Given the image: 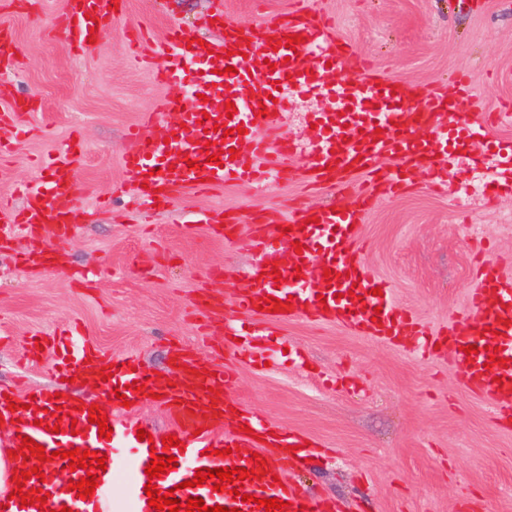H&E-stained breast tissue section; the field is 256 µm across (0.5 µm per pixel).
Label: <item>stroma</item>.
Here are the masks:
<instances>
[{
	"mask_svg": "<svg viewBox=\"0 0 512 512\" xmlns=\"http://www.w3.org/2000/svg\"><path fill=\"white\" fill-rule=\"evenodd\" d=\"M335 22L379 73L430 88L466 75L474 99L462 110L512 101V0H310ZM67 0H0V25L13 33V64L0 74V111L22 105L15 126L0 127V196L25 204V186L40 183V157L79 138L75 167L78 219L61 248L62 268L24 271L15 254L22 232L0 242V387L24 380L33 388L62 386L80 399L100 389L83 378L57 383L46 363L22 365L28 338L70 324L112 354H138L145 369L167 372L173 349L225 356L236 369L232 401L306 437L316 454L288 463L287 474L334 512H512V426L494 421L487 404L459 381L448 353L421 360L413 344L376 342L306 317L280 324L257 320L270 333L269 365L251 367L253 343L208 329L200 292L231 306V293L252 262L248 226L288 199L347 204L367 177H338L331 191L297 180L274 194L229 184L182 193L166 206L134 215L123 156L129 129L155 101L184 90L182 80L156 78L164 57L133 65L124 43L135 31L161 35L179 24L213 39V0H128L102 24L95 49L82 54L60 36ZM326 99L294 98L283 127L310 142L308 115ZM228 214L236 234L219 238L203 214ZM480 231L512 259V193L494 203L460 208L452 193L429 189L422 173L392 197L377 198L360 227L364 262L394 289L396 300L432 331L468 313L477 285ZM220 279H210L212 270Z\"/></svg>",
	"mask_w": 512,
	"mask_h": 512,
	"instance_id": "35a3bbf8",
	"label": "stroma"
}]
</instances>
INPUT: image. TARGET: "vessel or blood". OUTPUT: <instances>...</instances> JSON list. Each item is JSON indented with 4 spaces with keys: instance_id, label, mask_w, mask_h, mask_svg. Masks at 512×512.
I'll list each match as a JSON object with an SVG mask.
<instances>
[{
    "instance_id": "b4317fda",
    "label": "vessel or blood",
    "mask_w": 512,
    "mask_h": 512,
    "mask_svg": "<svg viewBox=\"0 0 512 512\" xmlns=\"http://www.w3.org/2000/svg\"><path fill=\"white\" fill-rule=\"evenodd\" d=\"M112 0H70L68 27L74 31V47L85 51L94 20L111 18ZM297 35L294 48H287L286 35ZM193 34L169 26L162 40L133 35L128 49L134 60L162 54L167 68L158 78L167 82L189 76L200 102L189 104L178 95L161 99L155 111L142 115L128 137L133 149L124 158L132 182L141 185V197L151 205L165 206L185 191L207 190L227 183L247 182L268 188L276 181H291L299 173L313 177L320 185H334L339 173L367 172L374 177L373 194H361L346 205L288 207L273 215L269 223L251 225L249 243L256 253L277 248V270L265 272L254 263L245 279L233 291L238 314L277 321V314L259 310L260 300L274 297L291 300L290 316H304L331 323L347 331L393 344L410 337L424 339L426 352L450 353L454 367L466 388L483 399L495 417L512 415V275L505 261L486 258L477 288L470 296L473 323L449 320L442 329L426 331L416 315L394 299L390 286L382 285L364 263L359 243L363 223L373 195L400 191L408 172L426 174L432 183L445 182L459 153L469 154L473 166L494 167L496 179L487 185L500 194L512 190V151L489 135L493 121H511L512 104L480 111L472 120L458 118L469 98L465 77L452 85L431 89L405 88L373 71L352 46L337 39L330 20L302 6L287 15L261 20L249 26L232 17L224 19V37L208 47L193 43ZM315 94L330 102L327 110L310 115L317 129L307 151L281 132L283 116L295 95ZM236 111L227 115L226 102ZM267 115H260V107ZM176 115L174 125L159 123V114ZM237 158H230L229 149ZM78 142H69L62 153L45 166L46 189H30L19 213L0 205V234L9 235L11 226L23 229L33 242L20 253L19 261L29 268L57 269L60 244L74 229L76 175L74 159ZM220 154L221 164L210 163ZM389 167H378L379 159ZM197 168H189V161ZM302 250H295V243ZM336 271L328 280L324 270ZM381 295H374V288ZM476 351L465 354L464 346ZM49 368L54 372L76 373L99 378L103 367H111L105 381L106 397L101 403L113 433L99 436L98 425L88 412L76 411L69 397L51 396L49 390L35 395L10 390L0 395V419L14 422L12 447L28 437L44 446L53 458H14L18 471L42 465L43 478H30L32 486L48 494L50 512L71 508L72 512H154L148 504L145 468L153 455L176 456L179 465L158 478L160 492H173L187 501L202 498L206 507L239 508L240 512H265L264 507L235 499L232 485L214 491L212 481L188 487L196 469L250 468L253 454L262 452L261 439L273 427L257 414L234 407L228 397L234 371L221 359L204 360L189 351L176 352L175 370L154 376L143 370L137 355L112 356L94 347L80 330L54 338ZM499 349L507 365H489L490 349ZM123 397H116V390ZM158 394L173 422L171 432L182 448L162 443L161 432L151 440H138V424L119 419L122 400L141 403ZM61 432H53V425ZM99 451L108 457L98 471L97 493L83 499L70 491V482L80 481L85 469L70 470L61 454L73 449ZM192 468H184L185 460ZM267 476L247 479L243 493L261 500L286 501L284 512H330L327 502L309 497L287 477L281 460L269 458ZM120 487L122 497L108 501L105 492Z\"/></svg>"
}]
</instances>
